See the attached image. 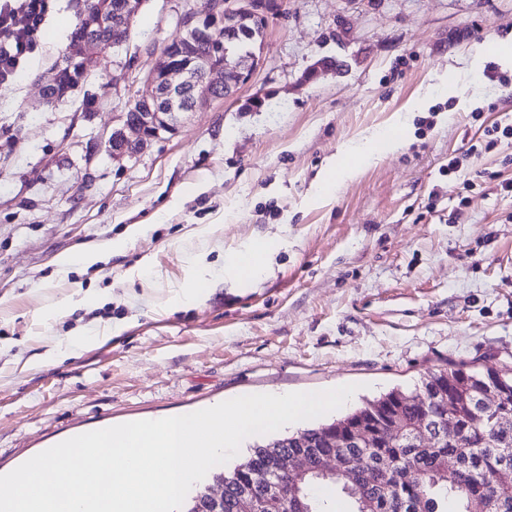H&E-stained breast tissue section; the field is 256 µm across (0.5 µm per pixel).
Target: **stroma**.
Segmentation results:
<instances>
[{"mask_svg":"<svg viewBox=\"0 0 512 512\" xmlns=\"http://www.w3.org/2000/svg\"><path fill=\"white\" fill-rule=\"evenodd\" d=\"M270 2L261 65L236 99L182 114L131 158L105 145L196 0H145L107 74L51 108L41 89L82 11L56 0L39 53L0 84V475L71 436L240 396L353 384L351 410L452 360L512 368V137L486 135L512 124V70L473 63L476 45L512 43V0ZM323 56L344 74L303 82ZM444 73L476 107L438 89ZM419 95L426 107L407 112ZM403 114L401 148L314 198L340 148ZM135 224L147 235L128 238ZM121 238L123 255L57 275L58 255ZM259 242L260 278L178 304Z\"/></svg>","mask_w":512,"mask_h":512,"instance_id":"1","label":"stroma"}]
</instances>
